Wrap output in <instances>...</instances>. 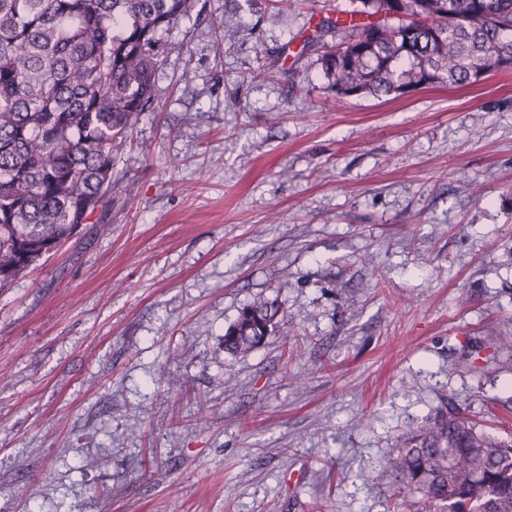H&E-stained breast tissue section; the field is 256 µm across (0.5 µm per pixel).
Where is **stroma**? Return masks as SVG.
Wrapping results in <instances>:
<instances>
[{
    "instance_id": "obj_1",
    "label": "stroma",
    "mask_w": 512,
    "mask_h": 512,
    "mask_svg": "<svg viewBox=\"0 0 512 512\" xmlns=\"http://www.w3.org/2000/svg\"><path fill=\"white\" fill-rule=\"evenodd\" d=\"M349 5L166 34L108 202L0 289V512H397L380 461L436 412L512 438V72L336 97L300 49ZM280 306L276 300L263 299L248 304L239 311L236 320L224 332V351L231 355L245 354L264 344L278 324ZM246 328H244V326Z\"/></svg>"
}]
</instances>
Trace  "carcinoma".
Here are the masks:
<instances>
[{"instance_id": "1", "label": "carcinoma", "mask_w": 512, "mask_h": 512, "mask_svg": "<svg viewBox=\"0 0 512 512\" xmlns=\"http://www.w3.org/2000/svg\"><path fill=\"white\" fill-rule=\"evenodd\" d=\"M321 19L328 89L388 96L475 84L488 58L512 62V0H350ZM192 0H0V288L73 237L112 192V152L153 104L164 35ZM459 20L448 36L445 16ZM280 306L239 311L224 352L245 354ZM406 512H512V441L438 413L383 461Z\"/></svg>"}]
</instances>
